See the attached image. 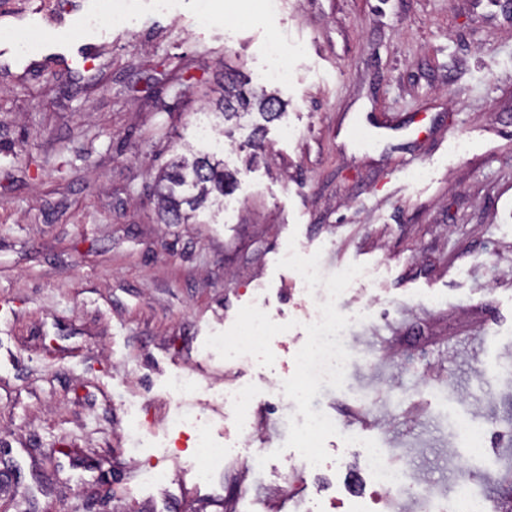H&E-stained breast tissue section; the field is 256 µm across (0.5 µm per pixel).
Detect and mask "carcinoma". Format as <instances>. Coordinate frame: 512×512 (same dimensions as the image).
Listing matches in <instances>:
<instances>
[{"label":"carcinoma","instance_id":"cac0c4a2","mask_svg":"<svg viewBox=\"0 0 512 512\" xmlns=\"http://www.w3.org/2000/svg\"><path fill=\"white\" fill-rule=\"evenodd\" d=\"M257 109L262 118L273 121L279 116L277 98L265 92L246 94L239 88L238 76L224 75V97L221 116L226 121L241 120ZM166 192L158 197L161 217L168 224H184L189 213L205 206L215 193L224 195L233 185V174L224 171V161L215 155L185 156L164 172Z\"/></svg>","mask_w":512,"mask_h":512}]
</instances>
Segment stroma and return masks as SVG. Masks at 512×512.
<instances>
[{
	"mask_svg": "<svg viewBox=\"0 0 512 512\" xmlns=\"http://www.w3.org/2000/svg\"><path fill=\"white\" fill-rule=\"evenodd\" d=\"M139 3L90 65L0 56V512H226L242 492L303 512L297 485L362 492L353 472L259 466L287 439L291 400L255 403L250 435L224 416L225 390L294 373L315 301L277 265L291 244L327 276L364 265L342 305L372 304L347 331L349 377L313 406L423 492L448 494L468 462L488 495L511 490L512 0H214L206 27L197 0ZM88 8L0 0V21L44 48L78 40ZM274 38L292 47L281 116L219 125L236 177L223 211L164 223L159 174L199 145L225 72L262 89ZM368 116L400 128L347 144ZM257 298L289 326L269 368L205 345ZM181 375L199 390L167 392ZM184 412L232 448L214 488L170 427ZM462 418L489 430V457L469 461ZM152 465L165 486L141 484Z\"/></svg>",
	"mask_w": 512,
	"mask_h": 512,
	"instance_id": "stroma-1",
	"label": "stroma"
}]
</instances>
